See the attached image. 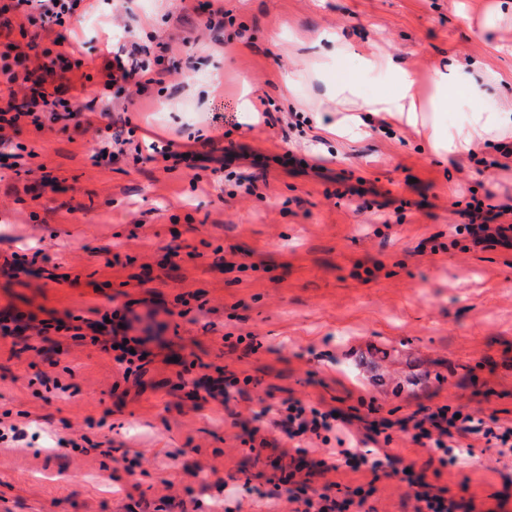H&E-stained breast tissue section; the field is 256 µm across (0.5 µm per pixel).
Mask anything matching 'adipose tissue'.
<instances>
[{
	"instance_id": "1",
	"label": "adipose tissue",
	"mask_w": 512,
	"mask_h": 512,
	"mask_svg": "<svg viewBox=\"0 0 512 512\" xmlns=\"http://www.w3.org/2000/svg\"><path fill=\"white\" fill-rule=\"evenodd\" d=\"M347 47L339 38H328L317 52L318 63L304 70L289 72L286 82L297 105L309 112L321 111L323 105H335L342 112V129L359 131L374 117L391 124L421 128L434 149L453 157H466L485 143L512 134V96L488 99V86L498 83L497 74L479 62H463L450 73L435 71L429 87H422L414 73L402 67L388 53L367 51L360 56V67L370 72L392 74L391 92L371 98L362 97L356 76L332 71L331 65L344 58ZM466 99L481 100V107L471 109L462 131L441 138L438 116Z\"/></svg>"
}]
</instances>
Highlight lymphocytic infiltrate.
<instances>
[{"mask_svg": "<svg viewBox=\"0 0 512 512\" xmlns=\"http://www.w3.org/2000/svg\"><path fill=\"white\" fill-rule=\"evenodd\" d=\"M83 0H11L9 6L0 5V14L10 10L19 17V40L0 41V149L8 150L12 159L34 156L35 151L26 143L17 141L23 127L42 128L44 114L53 119L73 122L84 130L91 126L93 104H78L71 96L72 70L67 54L51 48H39L41 30L65 27ZM39 48L37 61H30L26 47ZM158 58L149 46L132 43L127 54H115L104 65L101 97L120 99L127 87L144 93L151 86L163 85L158 70ZM127 316L110 319L113 359L118 364L134 365L143 361L147 352L145 340L128 336ZM255 422L247 433L250 451L261 452L266 443L261 439L265 427L280 430L298 458H306L310 440L327 445V456L318 460L321 473L328 474L346 468L354 472L367 471L384 474L405 482L412 491L413 512H477L475 505H462L447 489L434 488L425 482L421 473L406 471L398 457L374 451L377 441L391 442L390 425L386 422L370 423L365 430L352 428V419L346 414H335L324 403L307 404L302 400H283L275 412L260 410L253 416ZM401 432L409 433L411 441L426 448L439 466L448 467L457 461L455 446L459 439L479 437L494 442L496 447L512 452V426H503L497 417L483 418L471 412L460 413L444 404L438 407H419L409 418L399 420ZM288 503L293 512H366L368 498L375 486L344 487L333 491L331 484L321 488L310 487L307 482L285 477Z\"/></svg>", "mask_w": 512, "mask_h": 512, "instance_id": "obj_1", "label": "lymphocytic infiltrate"}]
</instances>
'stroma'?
Wrapping results in <instances>:
<instances>
[{
    "instance_id": "obj_1",
    "label": "stroma",
    "mask_w": 512,
    "mask_h": 512,
    "mask_svg": "<svg viewBox=\"0 0 512 512\" xmlns=\"http://www.w3.org/2000/svg\"><path fill=\"white\" fill-rule=\"evenodd\" d=\"M199 2L92 0L62 50L84 61L89 79L74 94L86 101L128 30L164 44L177 93L117 101L110 117L127 116L141 138L212 145L206 170L136 164L130 145L96 164V134L64 120L23 129L36 156L22 173L0 158V309L42 320L127 304L132 335L152 331L138 378L87 340L0 337V418L24 433L0 446V512H270V482L291 463L285 440L268 430L257 455L231 423L289 397L366 423L439 403L512 423V245L455 231L476 202L512 209V165L490 166L494 143L478 159L449 160L406 125L333 136L322 112L295 125L284 85L304 45L333 34L349 47L341 71L357 73L362 51L387 52L426 84L451 60L477 58L502 76L489 97L511 94L512 54L469 22L490 0H212L231 16L216 40ZM128 9L129 26L107 27ZM189 55L197 67L176 69ZM246 92L272 101L276 125L243 111ZM226 156L238 172L265 174L257 194L218 173ZM169 245L197 256L171 270ZM38 248L66 282L45 283L37 263L11 277L13 254ZM228 332L262 347L238 357ZM186 361L198 379L222 367L253 382L197 410L177 388ZM56 380L67 393L47 391ZM83 434L111 441V453L55 451L58 438ZM389 448L482 512L512 500V457L484 443L448 468L401 433ZM127 450L137 462L124 461Z\"/></svg>"
}]
</instances>
